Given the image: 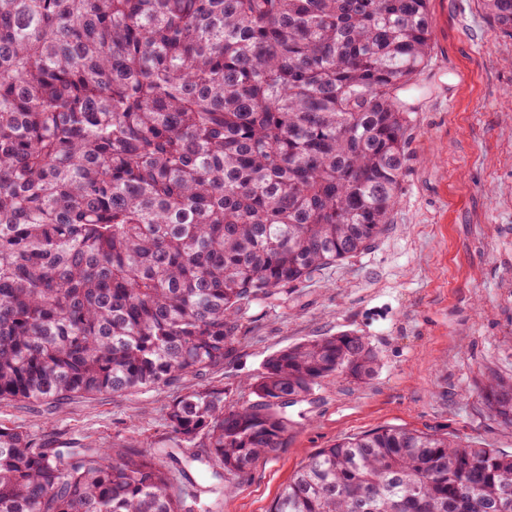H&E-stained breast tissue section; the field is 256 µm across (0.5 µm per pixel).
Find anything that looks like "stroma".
<instances>
[{"label": "stroma", "instance_id": "1", "mask_svg": "<svg viewBox=\"0 0 512 512\" xmlns=\"http://www.w3.org/2000/svg\"><path fill=\"white\" fill-rule=\"evenodd\" d=\"M429 9L433 49L412 99L401 193L373 249L253 307L206 379L120 397L5 400L0 425L75 447L158 446L180 396L207 383L242 404L270 355L351 332L376 350L374 376L339 373L292 407L286 448L225 489L223 512H269L310 456L381 426L512 451V424L484 401L489 379H512V36L481 0H430Z\"/></svg>", "mask_w": 512, "mask_h": 512}]
</instances>
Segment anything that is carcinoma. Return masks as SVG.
I'll return each instance as SVG.
<instances>
[{
	"instance_id": "obj_1",
	"label": "carcinoma",
	"mask_w": 512,
	"mask_h": 512,
	"mask_svg": "<svg viewBox=\"0 0 512 512\" xmlns=\"http://www.w3.org/2000/svg\"><path fill=\"white\" fill-rule=\"evenodd\" d=\"M512 35V0H482ZM428 0H0V401L124 395L224 364L256 302L372 249L401 191ZM362 336L271 355L168 412L179 458L0 426V512H191L372 376ZM512 423V380L484 392ZM270 512H512V453L396 427L307 461Z\"/></svg>"
}]
</instances>
